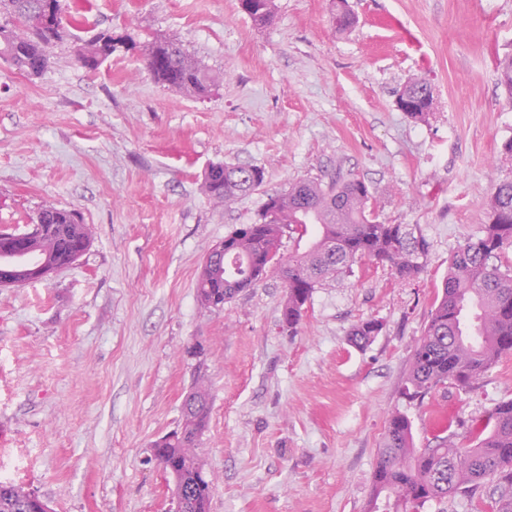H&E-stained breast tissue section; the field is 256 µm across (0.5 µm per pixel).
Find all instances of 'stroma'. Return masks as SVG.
I'll return each mask as SVG.
<instances>
[{
    "mask_svg": "<svg viewBox=\"0 0 512 512\" xmlns=\"http://www.w3.org/2000/svg\"><path fill=\"white\" fill-rule=\"evenodd\" d=\"M29 77L0 60V226L25 227L43 202L92 231L77 262L0 288V460L52 512H167L168 480L148 459L175 430L197 371L209 512H368L387 421L414 445L465 431L512 400V353L472 386L405 393L409 360L448 259L488 222L512 179V98L497 56L512 53V0H277L254 24L239 0H90ZM111 32L137 43L177 36L214 76L185 96L157 83L137 51L98 69L74 46ZM431 86L427 121L401 112L404 82ZM257 164L258 191L224 207L202 190L214 163ZM363 181L380 221L414 224L424 271L355 262L315 289L296 331L272 276L223 308L201 307L209 250L255 223L267 195L303 179ZM383 328L363 349L351 327Z\"/></svg>",
    "mask_w": 512,
    "mask_h": 512,
    "instance_id": "1",
    "label": "stroma"
}]
</instances>
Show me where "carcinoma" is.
<instances>
[{
	"mask_svg": "<svg viewBox=\"0 0 512 512\" xmlns=\"http://www.w3.org/2000/svg\"><path fill=\"white\" fill-rule=\"evenodd\" d=\"M40 0H0V58L30 77L50 64L46 46L61 37L64 22L76 20L72 4L56 0L58 29L50 33L34 28L16 44L12 31L24 26L39 11ZM276 0H256L249 14L258 26L274 20ZM146 69L167 88L191 96L208 93L212 78L207 69L187 54L176 38L149 44ZM117 51L112 34H100L75 47V58L96 69ZM498 80L512 98V54L498 59ZM431 92L421 79L408 80L401 94L418 99ZM265 168L258 165L213 164L203 180L204 193L229 206L258 190ZM372 194L358 179L333 180L324 185L313 180L289 183L288 188L267 195L257 222L244 224L230 234L233 251L224 259V275L204 261L197 282L202 306L218 307L271 274L284 282L288 327L295 328L315 288L350 271L359 259L390 265L402 281L417 277L425 268L426 239L413 224L378 220L371 206ZM489 223L481 234L464 241L451 255L441 297L432 311L423 336L411 355L408 395L427 394L451 381L468 387L502 356L512 352V269L503 267L502 255L512 248V180L495 185L488 201ZM32 222L33 260L48 265L67 262L75 246L88 250L91 231L79 215L44 203ZM294 243L288 259L280 256L283 236ZM382 323L369 319L356 323L349 342L369 345ZM191 403L182 411L179 429L153 445L165 470H174L192 492L190 512H209L212 487L204 474L200 438L209 424L210 399L204 380L189 393ZM471 444L451 448L439 444L416 448L412 424L399 412L388 419L379 462L374 474V498H395L401 505L417 506L429 499L458 495L477 498L491 480L512 488V400L498 404L486 419L472 426ZM27 488L0 480V512H30Z\"/></svg>",
	"mask_w": 512,
	"mask_h": 512,
	"instance_id": "obj_1",
	"label": "carcinoma"
}]
</instances>
